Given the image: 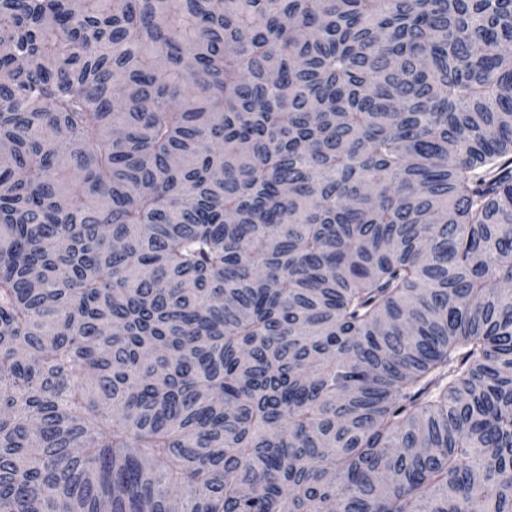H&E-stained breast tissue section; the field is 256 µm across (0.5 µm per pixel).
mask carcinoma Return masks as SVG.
I'll return each mask as SVG.
<instances>
[{"mask_svg":"<svg viewBox=\"0 0 512 512\" xmlns=\"http://www.w3.org/2000/svg\"><path fill=\"white\" fill-rule=\"evenodd\" d=\"M0 512H512V0H0Z\"/></svg>","mask_w":512,"mask_h":512,"instance_id":"obj_1","label":"carcinoma"}]
</instances>
